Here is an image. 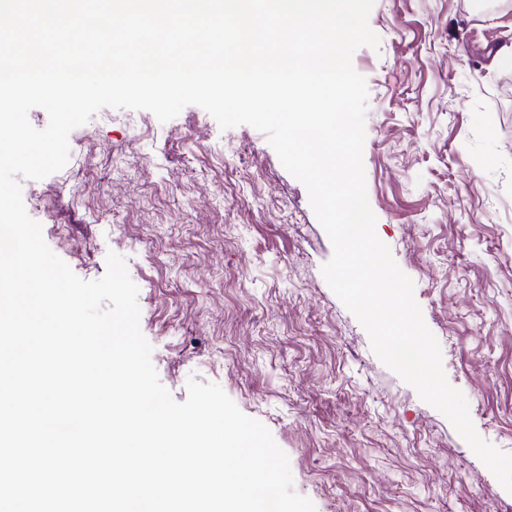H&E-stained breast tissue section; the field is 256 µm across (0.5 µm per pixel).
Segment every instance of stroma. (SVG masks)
<instances>
[{
	"mask_svg": "<svg viewBox=\"0 0 512 512\" xmlns=\"http://www.w3.org/2000/svg\"><path fill=\"white\" fill-rule=\"evenodd\" d=\"M358 48L376 233L414 282L448 382L512 453V0H375ZM61 171L22 180L29 216L82 279L127 262L174 400L222 387L289 458L316 512H512L435 408L387 368L327 284L306 187L250 126L196 105L105 108Z\"/></svg>",
	"mask_w": 512,
	"mask_h": 512,
	"instance_id": "stroma-1",
	"label": "stroma"
}]
</instances>
